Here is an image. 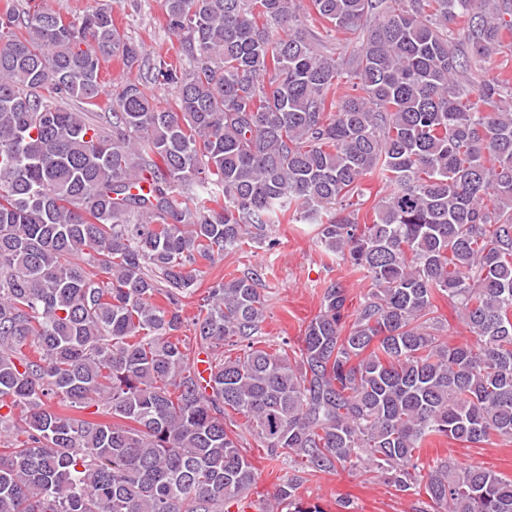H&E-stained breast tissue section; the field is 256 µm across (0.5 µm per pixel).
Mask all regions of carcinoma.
<instances>
[{"label": "carcinoma", "mask_w": 512, "mask_h": 512, "mask_svg": "<svg viewBox=\"0 0 512 512\" xmlns=\"http://www.w3.org/2000/svg\"><path fill=\"white\" fill-rule=\"evenodd\" d=\"M164 17L189 66L159 56L147 78L174 105L130 81L84 112L65 102L96 104L105 62L142 63L112 8L0 9V433L24 435L0 443V512L240 510L245 431L294 464L270 512H325L299 489L339 467L426 495L413 512H512V479L423 459L512 439V93L480 65L512 0H164ZM366 178L391 188L368 222ZM283 222L370 280L356 307L323 288L292 355L255 341L256 272L184 317L199 263L273 250ZM439 298L475 343L443 339ZM91 403L112 421L80 416Z\"/></svg>", "instance_id": "obj_1"}]
</instances>
